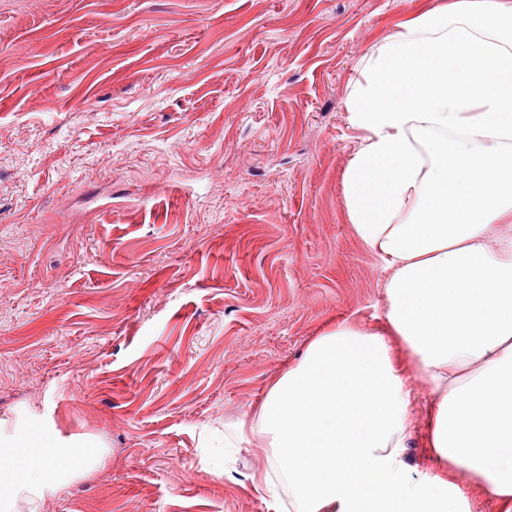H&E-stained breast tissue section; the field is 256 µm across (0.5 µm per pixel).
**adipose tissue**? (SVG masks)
Segmentation results:
<instances>
[{"instance_id":"ef3b65f1","label":"adipose tissue","mask_w":512,"mask_h":512,"mask_svg":"<svg viewBox=\"0 0 512 512\" xmlns=\"http://www.w3.org/2000/svg\"><path fill=\"white\" fill-rule=\"evenodd\" d=\"M357 72L346 214L387 273L386 326L312 339L213 456L262 449L269 512H512V6L420 9ZM108 458L53 419L0 418V512H43Z\"/></svg>"}]
</instances>
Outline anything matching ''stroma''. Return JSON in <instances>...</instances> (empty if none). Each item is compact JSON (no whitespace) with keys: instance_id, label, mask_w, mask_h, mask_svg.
I'll use <instances>...</instances> for the list:
<instances>
[{"instance_id":"stroma-1","label":"stroma","mask_w":512,"mask_h":512,"mask_svg":"<svg viewBox=\"0 0 512 512\" xmlns=\"http://www.w3.org/2000/svg\"><path fill=\"white\" fill-rule=\"evenodd\" d=\"M438 0H0V417L107 465L45 512H267L202 446L387 273L346 216L358 60Z\"/></svg>"}]
</instances>
